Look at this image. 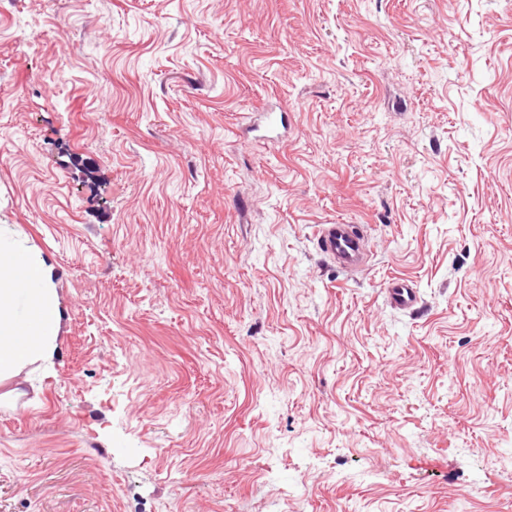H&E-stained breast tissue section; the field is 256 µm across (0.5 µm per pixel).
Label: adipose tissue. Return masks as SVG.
<instances>
[{
    "label": "adipose tissue",
    "instance_id": "ef3b65f1",
    "mask_svg": "<svg viewBox=\"0 0 512 512\" xmlns=\"http://www.w3.org/2000/svg\"><path fill=\"white\" fill-rule=\"evenodd\" d=\"M62 320L49 267L0 227V381L48 361Z\"/></svg>",
    "mask_w": 512,
    "mask_h": 512
}]
</instances>
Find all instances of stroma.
I'll return each instance as SVG.
<instances>
[{"label": "stroma", "instance_id": "stroma-1", "mask_svg": "<svg viewBox=\"0 0 512 512\" xmlns=\"http://www.w3.org/2000/svg\"><path fill=\"white\" fill-rule=\"evenodd\" d=\"M0 225V512H512V0H0ZM320 252L346 275L353 276L369 262L364 234L354 224H322L317 232ZM62 320L50 268L0 226V381L48 361ZM384 292L390 304L399 310L414 312L421 308L416 289L406 280L391 278Z\"/></svg>", "mask_w": 512, "mask_h": 512}]
</instances>
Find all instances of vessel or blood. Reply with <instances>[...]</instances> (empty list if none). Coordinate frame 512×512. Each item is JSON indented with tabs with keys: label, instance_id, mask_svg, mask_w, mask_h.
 <instances>
[{
	"label": "vessel or blood",
	"instance_id": "vessel-or-blood-1",
	"mask_svg": "<svg viewBox=\"0 0 512 512\" xmlns=\"http://www.w3.org/2000/svg\"><path fill=\"white\" fill-rule=\"evenodd\" d=\"M320 252L346 275L361 271L369 262L367 241L353 224H323L317 232ZM390 304L399 310L414 312L420 307L416 289L401 278L390 279L384 288Z\"/></svg>",
	"mask_w": 512,
	"mask_h": 512
}]
</instances>
